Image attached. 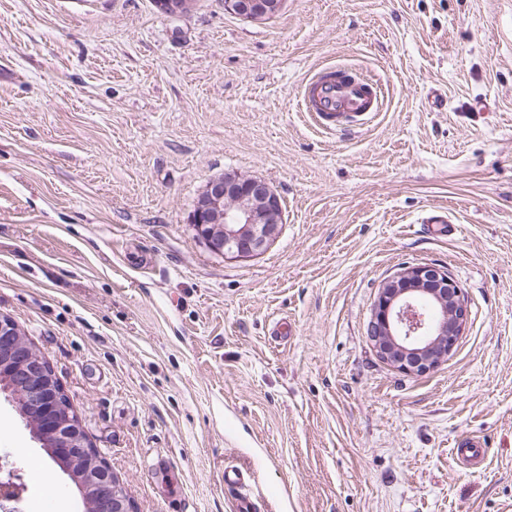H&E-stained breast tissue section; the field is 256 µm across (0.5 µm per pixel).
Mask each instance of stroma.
<instances>
[{
  "label": "stroma",
  "instance_id": "obj_1",
  "mask_svg": "<svg viewBox=\"0 0 512 512\" xmlns=\"http://www.w3.org/2000/svg\"><path fill=\"white\" fill-rule=\"evenodd\" d=\"M368 115L325 132L331 70ZM265 178L261 255L188 222L213 176ZM444 210L459 226L427 225ZM448 270L468 320L424 375L367 335L381 285ZM0 312L46 358L140 512H512V0H0ZM291 322L283 339L273 326ZM483 437L475 472L460 434ZM26 512H81L0 394ZM286 0H224V11L248 21H266L275 18ZM326 72L305 89L304 99L317 122L331 128L351 121L369 109V94L365 84L333 79Z\"/></svg>",
  "mask_w": 512,
  "mask_h": 512
}]
</instances>
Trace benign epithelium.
Here are the masks:
<instances>
[{
	"instance_id": "obj_1",
	"label": "benign epithelium",
	"mask_w": 512,
	"mask_h": 512,
	"mask_svg": "<svg viewBox=\"0 0 512 512\" xmlns=\"http://www.w3.org/2000/svg\"><path fill=\"white\" fill-rule=\"evenodd\" d=\"M196 0H155L171 15L191 11ZM286 0H224V12L248 21L275 18ZM211 252L230 260L258 256L279 237L282 200L265 179L238 173L212 178L190 215ZM468 310L462 289L446 269L408 265L384 282L369 335L380 358L422 375L446 361L463 334ZM0 392L7 393L32 437L67 475L84 512H138L119 478L88 439L49 363L27 342L19 325L0 313ZM18 470L0 465V504L22 512Z\"/></svg>"
}]
</instances>
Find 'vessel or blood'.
I'll return each mask as SVG.
<instances>
[{
  "instance_id": "1",
  "label": "vessel or blood",
  "mask_w": 512,
  "mask_h": 512,
  "mask_svg": "<svg viewBox=\"0 0 512 512\" xmlns=\"http://www.w3.org/2000/svg\"><path fill=\"white\" fill-rule=\"evenodd\" d=\"M304 99L316 121L326 127L351 121L365 112L369 104L364 85L342 82L327 73L307 86ZM453 453L456 458L475 461L484 457L486 445L480 439L466 437L456 441Z\"/></svg>"
}]
</instances>
